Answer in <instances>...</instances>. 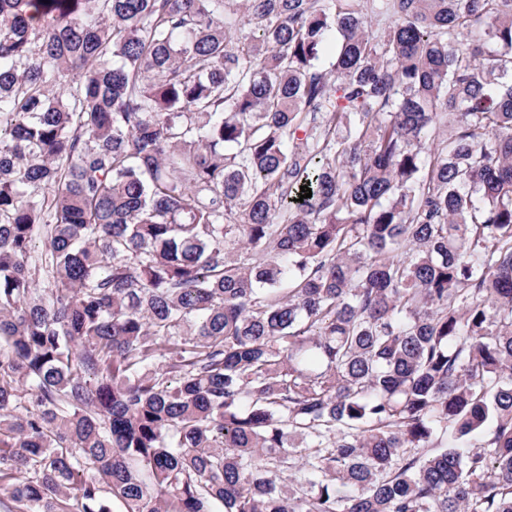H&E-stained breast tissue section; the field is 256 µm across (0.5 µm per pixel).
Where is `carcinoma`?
Here are the masks:
<instances>
[{
  "label": "carcinoma",
  "mask_w": 512,
  "mask_h": 512,
  "mask_svg": "<svg viewBox=\"0 0 512 512\" xmlns=\"http://www.w3.org/2000/svg\"><path fill=\"white\" fill-rule=\"evenodd\" d=\"M509 74L512 0H0V512H512Z\"/></svg>",
  "instance_id": "cac0c4a2"
}]
</instances>
